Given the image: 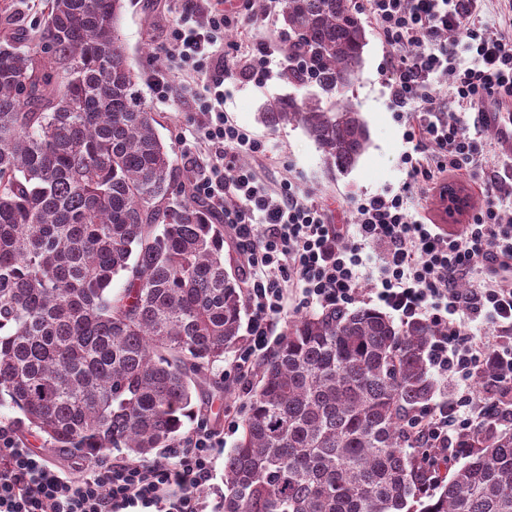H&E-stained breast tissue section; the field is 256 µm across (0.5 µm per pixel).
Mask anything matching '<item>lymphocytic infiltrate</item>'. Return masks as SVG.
Here are the masks:
<instances>
[{
    "instance_id": "1",
    "label": "lymphocytic infiltrate",
    "mask_w": 512,
    "mask_h": 512,
    "mask_svg": "<svg viewBox=\"0 0 512 512\" xmlns=\"http://www.w3.org/2000/svg\"><path fill=\"white\" fill-rule=\"evenodd\" d=\"M391 53L385 68L390 104L408 122L406 178L396 192L353 201L354 229L332 223L324 202L284 180L271 193L237 158L263 156L265 143L225 119L224 78L241 72L260 84L269 74L275 45L257 44L247 60L235 48L218 51L234 16L211 11L204 20L185 14L156 58L151 80L156 93L170 89L172 61L207 75L204 93L193 98L201 115L211 159L191 182L195 197L227 225L246 263L248 346L232 371L244 382L267 348L286 309L290 287L308 303L342 309L358 301L365 250L377 254L379 274L369 301L401 322L426 319L439 326L429 364L439 376L469 387L455 401L436 405L418 434L427 447H458L461 436L484 421L512 420V218L502 210L507 192L499 171L480 172L481 150L472 128L487 122L483 106L512 100V0H366ZM450 77L449 95L473 120L449 119L436 88L438 74ZM480 173L484 203L459 234H450L425 215L411 212L422 188H438L450 175ZM471 279V287L460 282ZM489 327L476 337L473 324ZM494 376L478 382L482 365ZM481 384L474 393L473 384ZM498 400L485 406L482 395ZM219 432L198 424L183 444L145 464L115 459L93 461L75 476L28 448L10 427L0 425V512H207L203 492L213 478Z\"/></svg>"
}]
</instances>
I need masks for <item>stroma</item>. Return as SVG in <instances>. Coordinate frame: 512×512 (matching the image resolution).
Masks as SVG:
<instances>
[{
    "mask_svg": "<svg viewBox=\"0 0 512 512\" xmlns=\"http://www.w3.org/2000/svg\"><path fill=\"white\" fill-rule=\"evenodd\" d=\"M185 0H125L119 34L125 42L132 67L137 75L135 92L138 100L156 119V131L168 148L181 172H189L188 157L198 162L208 160L207 149L199 139L197 114L188 98L189 91H203L204 80L199 73L175 69L166 97H158L148 80V72L160 49L169 41L171 32L182 18ZM283 0H226L225 11L239 19L238 26L226 33L241 57H249L252 48L263 42H278L283 37L281 11ZM367 44L363 63L354 84V100L362 112L370 132V146L358 164L348 173L331 174L324 167L321 153L304 130L296 125L270 128L261 122L260 112L277 99L302 95V88L289 84L283 77L288 57L274 55L265 84L257 85L241 75L224 83V115L248 134L263 140L267 156H240L241 164L252 167L271 190H279L284 178H292L313 198L326 201L334 223L350 224L354 214L350 201L362 195L383 193L398 187L406 178L401 160L410 145L405 140L406 123L398 118L389 104V91L384 85L383 70L388 50L373 24H366ZM453 185L463 187L468 207L460 214L447 215L436 198L423 199L425 214L446 232L460 231L474 210L482 203L480 179L474 175L452 176ZM233 354L213 366V382L222 384L223 392H202L196 404L205 410L194 421L186 422L183 436H190L199 423L221 433L223 440L215 453V473L205 495L211 505H218L224 494V458L234 447L242 430V421L250 401L239 385L226 380L224 369L232 363Z\"/></svg>",
    "mask_w": 512,
    "mask_h": 512,
    "instance_id": "1",
    "label": "stroma"
}]
</instances>
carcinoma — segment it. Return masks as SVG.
I'll use <instances>...</instances> for the list:
<instances>
[{"mask_svg":"<svg viewBox=\"0 0 512 512\" xmlns=\"http://www.w3.org/2000/svg\"><path fill=\"white\" fill-rule=\"evenodd\" d=\"M123 8L48 0L43 23L21 28L0 0V406L20 414L19 434L87 459L174 447L241 327L224 225L134 102ZM283 22V76L318 93L261 120L301 126L346 173L370 142L348 96L360 10L285 0ZM437 333L370 307L291 322L224 460L221 512H512V428L466 434L454 470L416 447Z\"/></svg>","mask_w":512,"mask_h":512,"instance_id":"carcinoma-1","label":"carcinoma"}]
</instances>
